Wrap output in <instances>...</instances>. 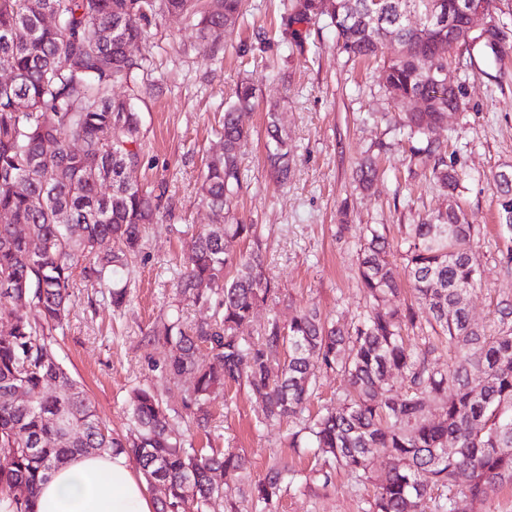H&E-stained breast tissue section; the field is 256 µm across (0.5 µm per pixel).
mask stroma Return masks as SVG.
I'll list each match as a JSON object with an SVG mask.
<instances>
[{"label": "stroma", "mask_w": 512, "mask_h": 512, "mask_svg": "<svg viewBox=\"0 0 512 512\" xmlns=\"http://www.w3.org/2000/svg\"><path fill=\"white\" fill-rule=\"evenodd\" d=\"M287 5L245 0L235 26L206 40L195 18L159 14L147 42L133 49L147 57V70L113 89L141 119L143 154L132 178L146 186L166 183L168 205L130 265V306L113 311L101 289L78 286L59 353L116 433L127 430L129 392L162 382L164 350L150 341L153 328L175 304L184 324L207 315L176 302V277L192 233L211 221L197 200L198 183L206 160L220 149L224 109L242 82L253 85L256 98L248 115L251 135L241 149L243 188L229 219L257 225L266 272L279 290L276 300L256 309L241 335H256L272 317L288 322L305 304L351 324L363 304L358 249L366 226H382L397 242L405 225L447 204L431 177L434 158L412 159L411 144L397 129L410 102L390 99L378 85L391 46L367 62L347 60L333 28L322 22L312 25L303 47L285 46ZM448 77L465 97L436 136L449 166L462 176L466 220L479 228L471 256L480 283L466 297L469 316L491 330L500 319L499 302L512 300V262L506 259L512 228L499 219L491 184L493 174L512 167V35L500 57L477 51L452 57ZM273 108L294 150L284 187L264 166ZM368 156L385 176L364 192L355 174ZM209 409L210 431L194 434V447L245 456L255 479L279 458L302 475L313 467L308 449L288 445L295 424L257 425L261 409L246 391L218 392ZM373 490V482H356L341 471L329 485L283 491L274 512H364Z\"/></svg>", "instance_id": "1"}]
</instances>
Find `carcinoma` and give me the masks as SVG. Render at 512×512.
<instances>
[{"label": "carcinoma", "mask_w": 512, "mask_h": 512, "mask_svg": "<svg viewBox=\"0 0 512 512\" xmlns=\"http://www.w3.org/2000/svg\"><path fill=\"white\" fill-rule=\"evenodd\" d=\"M0 0V69L19 80L0 84V503L7 512H37L40 484L76 455L121 452L136 461L146 482L163 489L156 512H201L224 498V476H248L239 454L209 453L187 445L181 426L162 399L184 378L191 425L210 422L207 402L219 388L238 385L261 403L257 423L301 418L324 374L343 376L335 406L304 420L289 446L310 448L323 460L305 481L324 486L332 471L369 481L376 456L387 460L366 512H424L432 492L460 487L439 504L441 512H469L499 489L512 487V304L492 332L471 323L465 296L477 284L471 242L477 228L465 222L457 201L461 175L441 160L432 177L449 199L445 209L409 225L395 244L377 228L360 244L359 281L365 305L350 327L330 322L311 305L281 324L268 320L256 336L240 327L276 296L266 276L255 224H230L226 214L242 188L239 149L249 135L243 117L255 100L248 83L224 110L223 150L206 163L198 199L212 224L192 237L177 282L178 295L210 311L184 325L174 308L153 330L167 349L162 387L134 389L126 407L128 431L114 433L85 389L70 375L55 335L64 331L76 275L108 289L112 307L130 301L129 259L164 208L166 187L130 183L140 163L142 130L130 102L112 87L134 81L146 57L129 55L130 42L145 39L157 12L200 15L202 35L236 24L243 0ZM452 0H291L284 33L298 47L308 33L299 25L326 18L349 59L376 55L386 42L394 54L379 85L387 94L413 99L402 127L416 141L413 158L442 150L434 128L463 105L462 86L448 87L437 72L448 63L435 49L498 55L473 35L456 45L448 26ZM48 9L61 25L43 22ZM415 13L419 24L407 23ZM26 110L18 108L19 101ZM267 165L288 181L291 146L269 114ZM358 184L379 179L375 162L357 169ZM502 223L512 227V178L493 175ZM247 242L242 253L226 241ZM104 240L113 249L99 253ZM404 260L399 278L389 257ZM408 283L414 303L395 309L387 297ZM419 334L410 346L404 333ZM454 363L438 370L432 358L443 343ZM22 391L26 399L15 397ZM300 483L285 461H276L251 484L255 512H273L284 489Z\"/></svg>", "instance_id": "carcinoma-1"}]
</instances>
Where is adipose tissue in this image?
Wrapping results in <instances>:
<instances>
[{"mask_svg":"<svg viewBox=\"0 0 512 512\" xmlns=\"http://www.w3.org/2000/svg\"><path fill=\"white\" fill-rule=\"evenodd\" d=\"M147 485L124 454L86 455L56 470L40 489L38 512H154Z\"/></svg>","mask_w":512,"mask_h":512,"instance_id":"adipose-tissue-1","label":"adipose tissue"}]
</instances>
